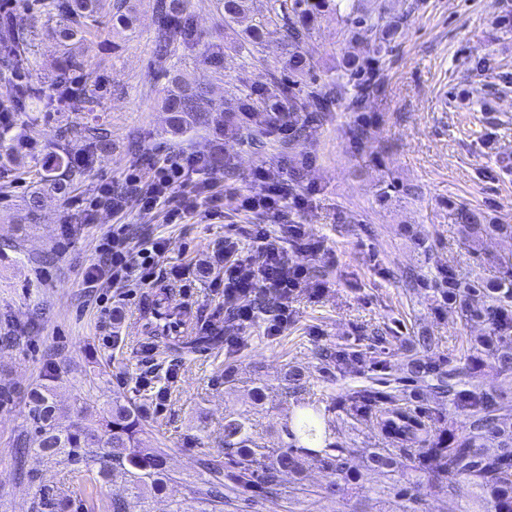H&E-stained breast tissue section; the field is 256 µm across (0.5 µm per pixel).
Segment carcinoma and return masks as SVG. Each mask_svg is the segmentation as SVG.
<instances>
[{
	"label": "carcinoma",
	"instance_id": "carcinoma-1",
	"mask_svg": "<svg viewBox=\"0 0 512 512\" xmlns=\"http://www.w3.org/2000/svg\"><path fill=\"white\" fill-rule=\"evenodd\" d=\"M226 25L249 21L245 27L246 42L258 44L269 34H277L287 58L288 75H301L309 66L302 45L309 36V0H268L265 8L253 7L251 0H214ZM43 11L55 19L56 38L63 47L56 60L54 80L47 88H37L28 81L34 70L32 54L33 30L19 24L11 12L0 14V80L14 86L15 95L0 100V114L10 120L14 112H23L26 103L36 101L46 109L65 110L71 96L86 105L89 112L101 109L100 100L73 85L75 73L83 66L73 46L86 41L103 14L112 13V20L127 30L135 29L136 16L129 0H41ZM189 0H158L154 10L155 40L158 58L166 59L168 49L179 44L193 47L197 42L190 32ZM353 29H366L378 34L380 42H388L397 27L382 23L355 8L348 14ZM349 81L357 88L354 103L361 104L366 88L360 82L363 65L351 60ZM278 93L258 90L256 95L239 99L238 111L251 114L254 125L250 135L264 136L279 125L281 113L288 112V126L295 127L304 111L300 99L289 85L277 82ZM204 89L179 75L171 80V88L162 99V111L168 114L171 135L178 137L188 129L204 125L216 130L224 128V113L219 107L203 105ZM86 156L93 157L108 150L112 132L103 125L84 130ZM84 170L73 166L72 158L61 146L44 162L40 186L24 199L23 219H38L45 192L68 193L74 178ZM460 233L477 247L483 236L496 232L512 235L511 224H488L483 212L463 206L457 213ZM501 275L489 281L459 282L448 270L439 292L449 308L466 321H480L486 331L470 340L471 354L461 367L445 370L429 360L436 345L433 336L412 339L406 367L410 379L430 388L435 396L448 398L456 416L463 419L461 429L440 426L441 416L425 414L402 404L399 395L386 398L388 407L376 409L380 399L373 384L349 390L340 400V407L358 423L375 424L382 436L393 444L372 452L367 467L389 475L401 469L402 460H412L413 480L399 490L401 496L414 502L420 500L423 484L444 485L448 492V512H454L459 500L477 487L484 494L489 512H512V399L488 391L473 382L475 374L490 363L499 374L512 376V261L501 263ZM157 299L147 308L156 319L152 332L164 338L168 347L192 352L214 342L215 324L201 323L194 317H178L180 330L172 328V315L160 312ZM323 368L356 365L363 369L372 364L388 369L386 361H367L366 353L345 348H323L319 352ZM313 376L291 366L284 373L282 391L296 398L300 412L286 427L289 442L284 448L265 446L262 436L252 430L242 415L224 418L223 458L205 462L209 478L188 488L189 498L171 512H224L244 490H261L271 497L297 499L303 488L288 489L282 483L285 471L300 474L306 465L317 461L329 471L332 479L323 487L329 498L341 497L346 482L352 478L351 453L330 440L332 422L314 399ZM61 370L53 366L46 371L43 382L28 396L27 435L18 439L21 448H31L42 460L52 464H75L78 477L91 484L108 483L115 477L124 479L126 493L112 497L109 512H148L142 507L148 494L161 492L173 476L165 467V453L142 447V436L148 425L143 405L115 395L102 410L82 405L78 419L67 427L58 423L59 407L56 387ZM495 444L488 452V444ZM73 502L49 486L39 489L32 512H71Z\"/></svg>",
	"mask_w": 512,
	"mask_h": 512
}]
</instances>
